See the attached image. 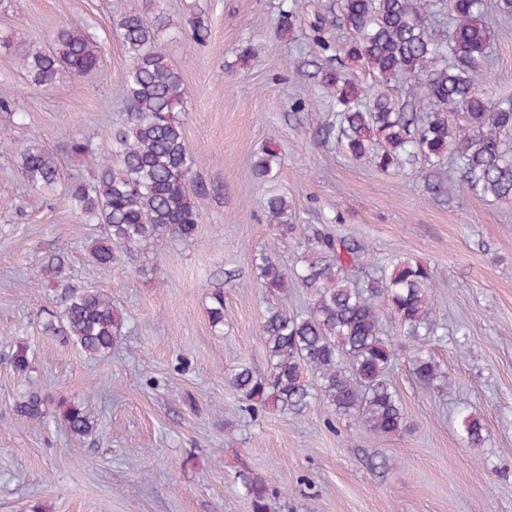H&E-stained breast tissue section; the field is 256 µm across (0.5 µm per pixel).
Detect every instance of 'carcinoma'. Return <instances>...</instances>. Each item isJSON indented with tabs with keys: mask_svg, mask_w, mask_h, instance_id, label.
<instances>
[{
	"mask_svg": "<svg viewBox=\"0 0 512 512\" xmlns=\"http://www.w3.org/2000/svg\"><path fill=\"white\" fill-rule=\"evenodd\" d=\"M304 0H282L278 26L293 35L301 22ZM512 16V0H329L324 13L310 22L308 49L321 57L331 52L346 63L319 71V87L336 107V120L320 123L324 141L336 139L343 153L384 172H402L425 162L448 164L468 192L496 201L512 200V95L493 88L486 67L494 40L489 10ZM349 37L334 47L325 37L327 18ZM129 57L121 75L129 106L125 123L110 133L112 151L98 159L91 178L66 184L64 196L81 224H101L87 252L97 266L109 268L122 254L144 243L161 246L171 238L189 240L197 232L196 203L205 187L193 184L195 159L188 149L179 113L188 92L181 73L158 51V32L168 26L159 11L148 17L127 14L115 21ZM29 85L50 88L66 76H87L100 69L101 47L94 33L74 25L56 31L48 47L23 40L12 43ZM372 82L361 80L358 70ZM408 84L405 99L388 87ZM69 154L84 157L89 141L75 135ZM18 171L31 190L46 195L62 180L60 158L39 144L16 146ZM280 164L267 147L255 161L257 179L266 180ZM268 223L279 235L292 232V203L283 195L266 201ZM302 265L289 272L275 257V245L255 252L259 288L270 297L292 284L306 291L309 306L288 313L268 301L262 316L266 368L242 364L229 386L249 408L276 410L298 417L315 402L338 416L359 413L378 438L407 429V416L388 380L394 354L383 336L376 299L390 303L402 335L415 346L412 371L419 382L434 384L440 365L428 349L439 325L433 320L436 282L426 265L397 259L390 271L362 280L349 271L363 265V246L352 236H338L328 225L311 229ZM46 288L57 292L43 332L77 346L91 359H103L118 342L123 318L103 291L78 284L62 255L43 267ZM207 314L213 328L224 326V291L209 296ZM44 400L26 396L18 412L43 418ZM63 424L77 440L96 426L80 404L63 411ZM479 416H462V440L470 447L484 442ZM252 512H269L273 490L267 479L239 474Z\"/></svg>",
	"mask_w": 512,
	"mask_h": 512,
	"instance_id": "carcinoma-1",
	"label": "carcinoma"
}]
</instances>
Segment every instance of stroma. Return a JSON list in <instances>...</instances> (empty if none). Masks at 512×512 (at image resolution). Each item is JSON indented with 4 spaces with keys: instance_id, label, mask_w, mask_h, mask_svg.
<instances>
[{
    "instance_id": "35a3bbf8",
    "label": "stroma",
    "mask_w": 512,
    "mask_h": 512,
    "mask_svg": "<svg viewBox=\"0 0 512 512\" xmlns=\"http://www.w3.org/2000/svg\"><path fill=\"white\" fill-rule=\"evenodd\" d=\"M324 2L306 0L289 37L277 30L279 0H0V40L46 46L58 27L78 23L100 42L97 73L46 90L32 89L14 53L0 48V97L27 115L17 127L0 112V130L58 153L67 178L88 174L68 157L70 138L83 133L94 155H106L108 132L125 115L120 76L129 58L114 21L163 11L170 26L158 45L187 87L186 139L208 189L193 239L141 246L105 269L85 251L98 226L27 189L16 153L0 148V512H252L237 477L244 468L276 488L271 512H512V203L477 198L456 180L436 197L420 169L383 172L319 141L295 103L311 100L334 118L303 52ZM195 17L207 29L199 44L187 24ZM248 43L254 56L240 58ZM490 68L497 90L512 94V19L498 25ZM270 143L281 166L262 184L252 166ZM271 192L292 201L298 233L280 238L268 224ZM336 215L334 232L364 245L366 270L405 256L444 283L435 295L442 334L430 346L440 387L418 383L412 342L380 308L395 350L389 378L410 424L387 439L318 402L298 418L245 412L228 384L239 364L266 363L267 297L254 252L278 242L280 263L293 268L301 232ZM53 253L122 313L123 336L107 358L88 359L42 332L53 293L40 285L41 267ZM217 288L220 331L205 311ZM20 345L31 357L25 374L12 363ZM31 391L45 400L39 424L15 411ZM64 400L93 412V436L66 432ZM464 409L484 423L482 446L461 440Z\"/></svg>"
}]
</instances>
